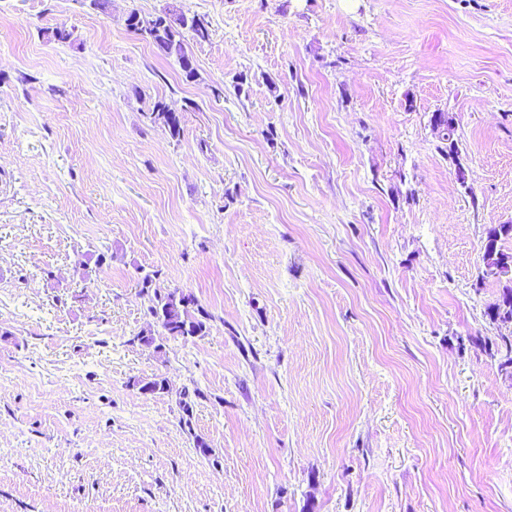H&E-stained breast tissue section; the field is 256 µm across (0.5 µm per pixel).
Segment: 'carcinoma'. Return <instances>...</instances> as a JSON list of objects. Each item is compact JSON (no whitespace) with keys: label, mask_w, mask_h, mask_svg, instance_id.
<instances>
[{"label":"carcinoma","mask_w":512,"mask_h":512,"mask_svg":"<svg viewBox=\"0 0 512 512\" xmlns=\"http://www.w3.org/2000/svg\"><path fill=\"white\" fill-rule=\"evenodd\" d=\"M128 17L137 20V32L156 46L166 57L178 65L183 78L192 81L197 76L192 56L188 52L187 41L192 39L204 42L209 39L208 25L200 17L184 10L168 7L152 16H143L133 10ZM147 118L161 125L173 138L180 137L181 115L168 109V105L158 99L153 102ZM512 238V224H497L486 236L484 251H494L501 260L512 264V252L502 247V241ZM509 285L502 289L497 301L488 306V316L493 320L512 319V276L507 278ZM140 294L146 301V315L149 325L161 328L162 335L173 339L203 337L210 333L213 316L191 293L171 289L160 280L158 272L152 271L141 277ZM139 390L147 394L170 391L167 379L155 377L137 382ZM199 396L197 388L184 386L178 392V406L181 412L180 426L193 430L194 398Z\"/></svg>","instance_id":"1"}]
</instances>
